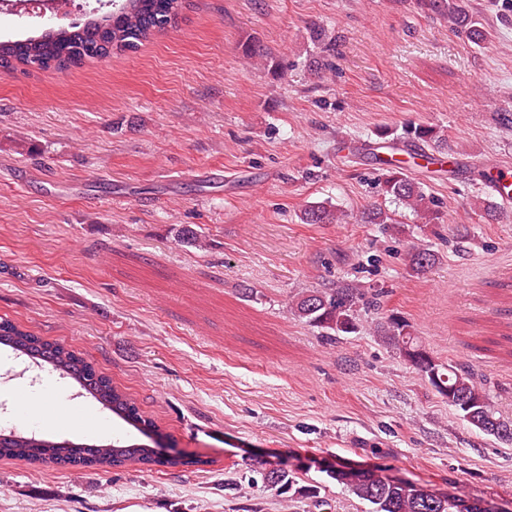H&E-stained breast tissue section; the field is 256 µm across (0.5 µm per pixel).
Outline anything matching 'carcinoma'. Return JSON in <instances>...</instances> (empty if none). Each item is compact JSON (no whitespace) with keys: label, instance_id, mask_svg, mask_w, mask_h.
<instances>
[{"label":"carcinoma","instance_id":"1","mask_svg":"<svg viewBox=\"0 0 512 512\" xmlns=\"http://www.w3.org/2000/svg\"><path fill=\"white\" fill-rule=\"evenodd\" d=\"M184 4L185 0H124L123 7L116 13L91 17L66 28L48 29L34 37L0 41V68L12 70L21 66L27 70H62L78 67L88 60L106 58L114 51L134 50L156 33L173 26ZM416 7L448 19L453 31L473 43L486 39L485 30L466 10L464 0H416ZM410 135L412 141L432 147V156H447L448 136L436 128L420 125L410 131ZM381 185L386 195L413 210L425 223L439 221L440 211L434 200L425 194L421 183L415 179L400 171H386L381 176ZM474 209L490 220L502 216L500 204L491 198H476ZM302 220L307 224H338L342 214L323 203H316L304 209ZM356 223L394 224L396 219L375 206L361 212ZM438 261L439 255L429 248L417 247L409 253L410 267L417 274L426 273ZM363 302L365 293L361 289L346 286L307 290L296 298L292 309L299 319L320 329L322 336L333 342L338 336L358 332L357 307ZM377 331L400 357L418 370L440 397L452 396L460 400L454 408L470 425L505 443H512V435L505 438L498 433L500 429L512 431V420L495 411L470 373L434 358L414 336L405 319L392 312L377 324ZM0 345L51 366L63 377L79 384L102 406L139 429H155L152 419L140 413L136 401L114 386L108 376L98 372L80 353L59 342L44 339L8 318H0ZM0 458L22 459L53 467L206 464L200 459L163 458L150 448L133 444L113 442L95 447L81 446L18 431L0 433ZM253 466L265 486L279 491L289 487L290 478L285 470L261 461ZM326 473L356 497L368 502L372 506L371 512H482L478 500L449 494L436 500L424 491L422 485L393 479L368 465L345 468L338 463Z\"/></svg>","mask_w":512,"mask_h":512}]
</instances>
